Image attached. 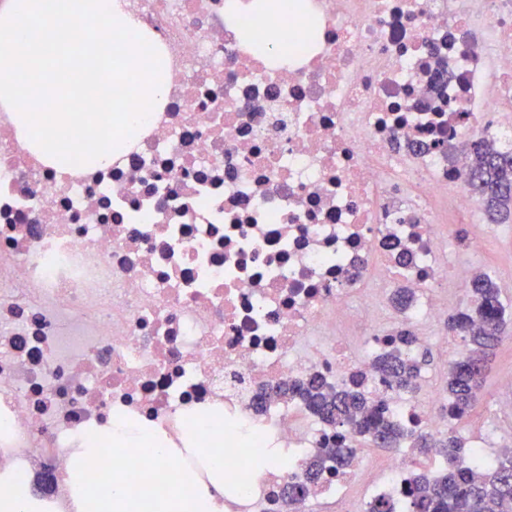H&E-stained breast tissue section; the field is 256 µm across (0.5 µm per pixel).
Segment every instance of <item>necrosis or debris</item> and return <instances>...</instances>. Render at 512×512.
Returning a JSON list of instances; mask_svg holds the SVG:
<instances>
[{
	"instance_id": "4bbe7bcc",
	"label": "necrosis or debris",
	"mask_w": 512,
	"mask_h": 512,
	"mask_svg": "<svg viewBox=\"0 0 512 512\" xmlns=\"http://www.w3.org/2000/svg\"><path fill=\"white\" fill-rule=\"evenodd\" d=\"M225 3L120 0L167 93L106 168L37 160L0 105V475L50 479L48 512H74L63 474L117 414L176 444L222 415L235 476L242 449H287L224 512H312L371 464L354 448L286 508L302 459L349 436L270 388L358 373L395 419L446 430L379 371L372 316L401 284L409 352L448 343L426 324L474 271L438 208L476 206L471 135L512 141V0H300L306 43L284 64L236 37ZM381 467L365 501L424 469L402 449Z\"/></svg>"
}]
</instances>
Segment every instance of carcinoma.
I'll use <instances>...</instances> for the list:
<instances>
[{
	"label": "carcinoma",
	"instance_id": "1",
	"mask_svg": "<svg viewBox=\"0 0 512 512\" xmlns=\"http://www.w3.org/2000/svg\"><path fill=\"white\" fill-rule=\"evenodd\" d=\"M470 164L465 172L477 179L473 192L480 205L498 223L512 219V147L493 146L480 138L467 147ZM467 302L448 318V332L465 337L466 353L448 369L446 390L448 411L457 420L467 416L479 400L488 370L489 357L502 338L506 324V308L495 280L487 273L475 274L466 287ZM412 342V332L396 333L378 367L389 380L406 392L417 388L426 358L405 353ZM362 379L351 378V385L332 389L311 378L293 384L289 391L329 426L345 429L354 439H364L380 448H396L411 441L421 454H432L443 460L434 476L422 474L406 490L409 512H502L512 502V448H505L493 462L476 473L460 466V460L476 453L467 448L455 431L435 440L408 428L385 412V408L367 407L361 391ZM344 448H324L308 463L306 478L322 474L327 464H341Z\"/></svg>",
	"mask_w": 512,
	"mask_h": 512
}]
</instances>
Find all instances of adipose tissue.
Segmentation results:
<instances>
[{"instance_id": "obj_1", "label": "adipose tissue", "mask_w": 512, "mask_h": 512, "mask_svg": "<svg viewBox=\"0 0 512 512\" xmlns=\"http://www.w3.org/2000/svg\"><path fill=\"white\" fill-rule=\"evenodd\" d=\"M285 2L254 0L253 12L272 21L259 37L241 23L237 0H227L226 11L238 23V37L258 39L260 53L276 57L285 46L278 22ZM109 448L132 452L133 457L127 462L106 461ZM185 451L203 460V471L163 470L158 458L177 452L165 434L132 418H113L111 438L91 436L86 447L75 450L65 474L77 512H224V498L233 482L224 471L222 449L190 441ZM32 480V473L26 471L8 475L6 486L0 488V512H41L40 502L30 493Z\"/></svg>"}]
</instances>
